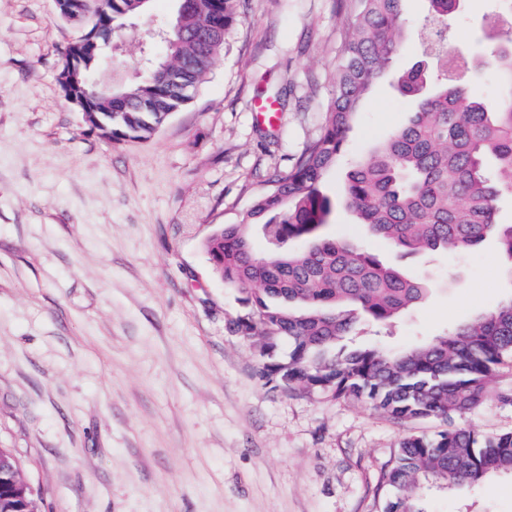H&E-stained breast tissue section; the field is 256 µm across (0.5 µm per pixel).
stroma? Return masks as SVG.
<instances>
[{
    "instance_id": "obj_1",
    "label": "stroma",
    "mask_w": 512,
    "mask_h": 512,
    "mask_svg": "<svg viewBox=\"0 0 512 512\" xmlns=\"http://www.w3.org/2000/svg\"><path fill=\"white\" fill-rule=\"evenodd\" d=\"M352 5L242 0L199 92L150 139L110 142L58 81L82 28L54 0H0V448L39 512H383L380 484L401 440L444 429L266 385L257 341L229 329L246 312L244 293L213 272L203 248L319 135ZM177 6L153 0L149 16L116 34L125 51L104 57L101 75L143 74L140 48ZM404 10L396 70L437 67L420 47L426 0ZM500 13L499 0H464L451 50L475 54ZM266 87L281 94L273 127L257 115ZM412 109L394 79L377 83L325 188L341 192L351 162ZM327 232L432 285L391 325L360 321L348 344L403 349L512 298L511 262L495 242L402 258L365 236L341 202ZM491 387L455 425L512 431V364ZM424 508L512 512V474L426 486Z\"/></svg>"
}]
</instances>
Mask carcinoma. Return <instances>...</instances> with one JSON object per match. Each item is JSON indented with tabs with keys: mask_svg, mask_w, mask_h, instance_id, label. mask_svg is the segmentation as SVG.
Returning a JSON list of instances; mask_svg holds the SVG:
<instances>
[{
	"mask_svg": "<svg viewBox=\"0 0 512 512\" xmlns=\"http://www.w3.org/2000/svg\"><path fill=\"white\" fill-rule=\"evenodd\" d=\"M460 0H429L436 35L448 29ZM404 0H354L352 31L334 74L335 93L321 132L293 165L266 181L237 224L218 227L204 248L213 270L245 293L248 312L229 324L261 339V375L274 389H301L363 401L399 423L446 420L491 395L496 368L512 359V299L447 333L402 350L340 347L361 317L389 323L414 308L428 282L383 264L376 255L324 232L334 204L324 172L345 150L347 133L374 82L393 70L404 48ZM96 32L71 67L67 99L96 73L118 28L148 7L140 0H82ZM240 0H188L165 30L163 56L148 59L140 81H118L95 103L112 123L113 141L150 137L190 93L203 85L239 19ZM493 67L494 99H478L469 79H450L414 65L397 77L414 111L375 150L355 160L344 198L357 223L411 254L474 250L494 240L512 260V224H500V203L512 195V23L488 39L479 66ZM281 244L267 255L256 234ZM304 247H292L295 241ZM288 354L279 355V342ZM512 474V432L481 436L451 427L431 437H405L385 470L384 512H423L425 483L451 489L491 475Z\"/></svg>",
	"mask_w": 512,
	"mask_h": 512,
	"instance_id": "cac0c4a2",
	"label": "carcinoma"
}]
</instances>
